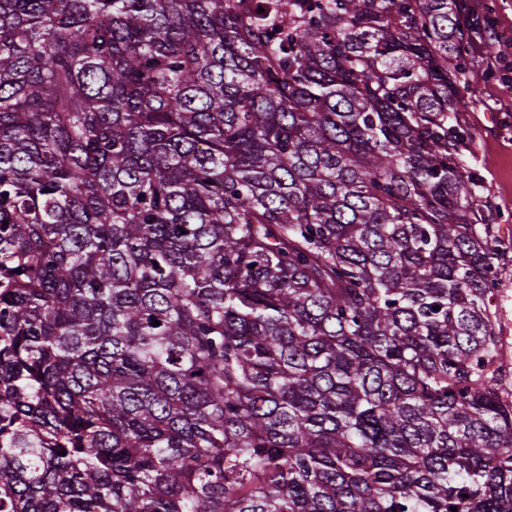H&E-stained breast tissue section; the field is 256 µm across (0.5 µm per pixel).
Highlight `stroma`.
Here are the masks:
<instances>
[{"instance_id": "obj_1", "label": "stroma", "mask_w": 512, "mask_h": 512, "mask_svg": "<svg viewBox=\"0 0 512 512\" xmlns=\"http://www.w3.org/2000/svg\"><path fill=\"white\" fill-rule=\"evenodd\" d=\"M482 25L471 34L473 61L461 77L458 122L473 134L461 160L479 182L478 192L491 199L498 213L501 282L495 296L496 328L512 343V54L500 44L512 43V0H468ZM501 32L500 44H489V29Z\"/></svg>"}]
</instances>
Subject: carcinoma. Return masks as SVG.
<instances>
[{"mask_svg":"<svg viewBox=\"0 0 512 512\" xmlns=\"http://www.w3.org/2000/svg\"><path fill=\"white\" fill-rule=\"evenodd\" d=\"M477 26L0 0V512H512Z\"/></svg>","mask_w":512,"mask_h":512,"instance_id":"cac0c4a2","label":"carcinoma"}]
</instances>
